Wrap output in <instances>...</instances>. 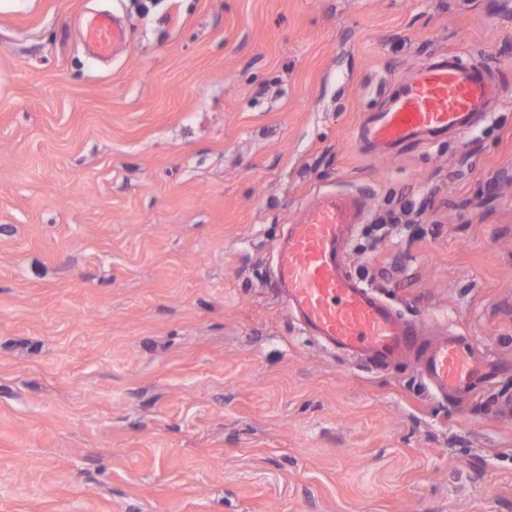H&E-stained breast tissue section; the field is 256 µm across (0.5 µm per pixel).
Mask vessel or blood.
I'll list each match as a JSON object with an SVG mask.
<instances>
[{
  "label": "vessel or blood",
  "mask_w": 512,
  "mask_h": 512,
  "mask_svg": "<svg viewBox=\"0 0 512 512\" xmlns=\"http://www.w3.org/2000/svg\"><path fill=\"white\" fill-rule=\"evenodd\" d=\"M84 41L90 57L102 58L123 47L125 29L102 15L87 26ZM499 95L487 68L443 54L366 112L357 138L368 154L394 156L464 132ZM365 217L362 196L349 191L317 195L298 212L276 249V280L290 309L311 335L371 368L411 359L438 392L471 391L480 372L472 346L444 332L425 340L422 324L402 317L349 269L347 244Z\"/></svg>",
  "instance_id": "obj_1"
}]
</instances>
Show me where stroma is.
Wrapping results in <instances>:
<instances>
[{"instance_id":"obj_1","label":"stroma","mask_w":512,"mask_h":512,"mask_svg":"<svg viewBox=\"0 0 512 512\" xmlns=\"http://www.w3.org/2000/svg\"><path fill=\"white\" fill-rule=\"evenodd\" d=\"M100 12L127 46L93 60ZM479 60L468 132L364 153L418 66ZM400 235L353 273L481 351L443 399L308 334L274 248L316 192ZM512 20L496 0H24L0 11V512H512ZM411 209L412 205L410 202L401 201L398 211L391 212L387 220H382L380 224H376V229L374 230L376 232L375 238L372 239V242L376 244L390 230H395L398 234L405 231L409 224H402V216L407 215Z\"/></svg>"}]
</instances>
